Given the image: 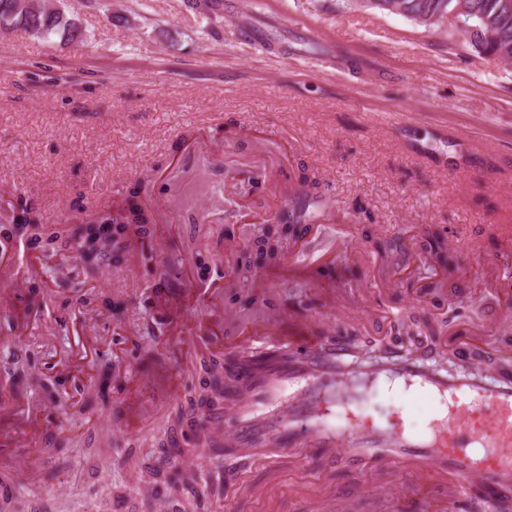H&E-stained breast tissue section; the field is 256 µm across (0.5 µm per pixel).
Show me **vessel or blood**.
I'll use <instances>...</instances> for the list:
<instances>
[{
  "label": "vessel or blood",
  "mask_w": 512,
  "mask_h": 512,
  "mask_svg": "<svg viewBox=\"0 0 512 512\" xmlns=\"http://www.w3.org/2000/svg\"><path fill=\"white\" fill-rule=\"evenodd\" d=\"M355 345L351 338L300 336L276 351L250 348L254 364L228 369L244 388L234 418L206 412L200 433L222 428L233 447H274L305 460L318 454L330 465L355 464L354 449L383 447L385 464L416 462L448 474L458 495L474 479L488 498L512 493V378L442 372L399 352L360 368ZM382 379L439 401L440 415L422 433L398 412L382 423L369 420L361 413L365 394Z\"/></svg>",
  "instance_id": "obj_1"
}]
</instances>
